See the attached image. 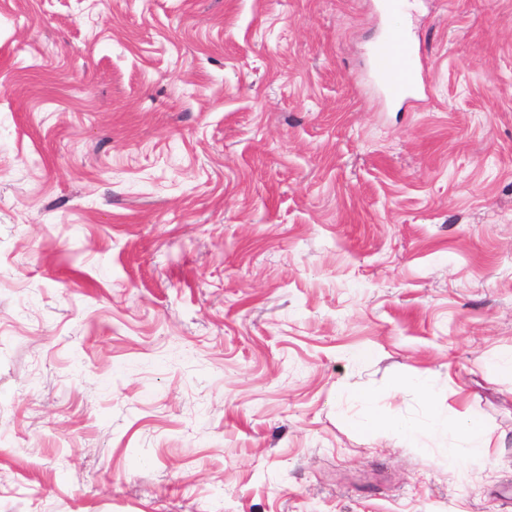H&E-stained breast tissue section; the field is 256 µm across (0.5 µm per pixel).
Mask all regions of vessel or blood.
<instances>
[{"mask_svg": "<svg viewBox=\"0 0 512 512\" xmlns=\"http://www.w3.org/2000/svg\"><path fill=\"white\" fill-rule=\"evenodd\" d=\"M378 55L387 94L395 100L407 99L423 76L420 46L403 30L395 28L379 48Z\"/></svg>", "mask_w": 512, "mask_h": 512, "instance_id": "b4317fda", "label": "vessel or blood"}]
</instances>
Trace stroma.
<instances>
[{
  "instance_id": "35a3bbf8",
  "label": "stroma",
  "mask_w": 512,
  "mask_h": 512,
  "mask_svg": "<svg viewBox=\"0 0 512 512\" xmlns=\"http://www.w3.org/2000/svg\"><path fill=\"white\" fill-rule=\"evenodd\" d=\"M375 2L0 0V512H512V0ZM379 63L385 89L394 100H405L423 78L420 46L401 29L394 27L389 40L379 50ZM456 439L448 448V456L469 459L481 454L484 431L481 423L470 416L462 417L455 426Z\"/></svg>"
}]
</instances>
